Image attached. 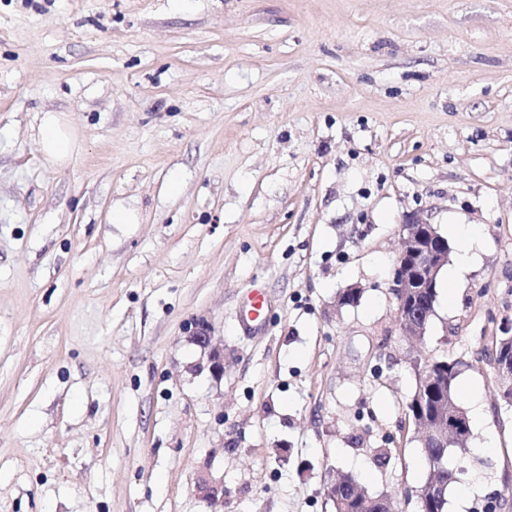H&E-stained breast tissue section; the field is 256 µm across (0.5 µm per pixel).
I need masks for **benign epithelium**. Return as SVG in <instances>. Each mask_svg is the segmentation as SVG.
<instances>
[{"label": "benign epithelium", "mask_w": 512, "mask_h": 512, "mask_svg": "<svg viewBox=\"0 0 512 512\" xmlns=\"http://www.w3.org/2000/svg\"><path fill=\"white\" fill-rule=\"evenodd\" d=\"M402 246L395 258L390 291L395 299L399 329L404 336L424 335L423 322L415 307L416 294L421 288H434L437 277L448 262L450 247L445 237L427 219L419 214L405 218L400 225ZM493 368L499 380L506 384L501 397L512 407V328L502 329ZM190 340L198 346L211 375L224 377V346L218 343L212 327L205 321L195 323ZM428 436L435 442L448 439V432L466 435L468 420L458 412L448 398L439 401L433 421L422 420ZM196 492L206 503L207 512H224V478L211 474L196 484Z\"/></svg>", "instance_id": "7a95c632"}]
</instances>
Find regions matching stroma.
Listing matches in <instances>:
<instances>
[{"label": "stroma", "instance_id": "35a3bbf8", "mask_svg": "<svg viewBox=\"0 0 512 512\" xmlns=\"http://www.w3.org/2000/svg\"><path fill=\"white\" fill-rule=\"evenodd\" d=\"M415 212L480 238L417 341L390 292ZM506 325L512 0H0V512H206L207 471L224 512H332L331 468L416 512L420 353L484 407L449 497L480 476L465 512H512ZM40 146L50 164H62L72 155L75 134L66 120L55 112H46L40 126ZM189 338L206 357V364L211 375L216 379L223 378L224 346L216 340L212 327L204 320L198 321L190 331ZM502 333L498 348L497 341L495 344V351L496 349L498 351L493 360V368L499 380L507 385L506 389L502 391V400L506 406L512 407V336L509 335L511 327H504ZM199 497L206 503V512L224 511V478L211 474L203 477L195 486Z\"/></svg>", "mask_w": 512, "mask_h": 512}]
</instances>
